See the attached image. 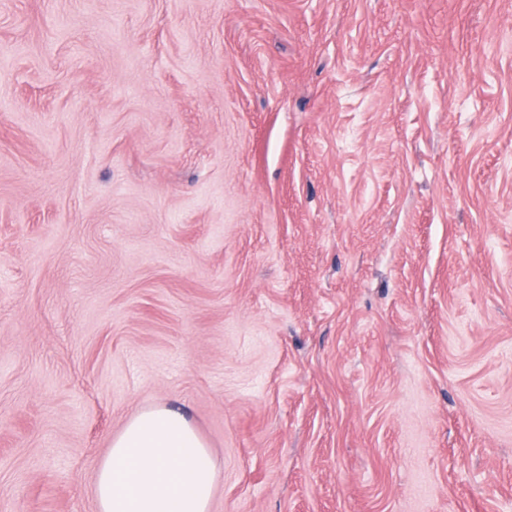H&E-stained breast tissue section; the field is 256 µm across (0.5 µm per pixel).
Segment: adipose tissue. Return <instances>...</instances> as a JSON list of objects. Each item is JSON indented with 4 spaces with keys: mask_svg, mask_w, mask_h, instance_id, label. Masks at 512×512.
Masks as SVG:
<instances>
[{
    "mask_svg": "<svg viewBox=\"0 0 512 512\" xmlns=\"http://www.w3.org/2000/svg\"><path fill=\"white\" fill-rule=\"evenodd\" d=\"M216 477L190 421L157 406L113 437L95 475L97 512H210Z\"/></svg>",
    "mask_w": 512,
    "mask_h": 512,
    "instance_id": "1",
    "label": "adipose tissue"
}]
</instances>
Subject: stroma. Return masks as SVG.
<instances>
[{"mask_svg": "<svg viewBox=\"0 0 512 512\" xmlns=\"http://www.w3.org/2000/svg\"><path fill=\"white\" fill-rule=\"evenodd\" d=\"M158 405L210 512H512V0H0V512Z\"/></svg>", "mask_w": 512, "mask_h": 512, "instance_id": "stroma-1", "label": "stroma"}]
</instances>
